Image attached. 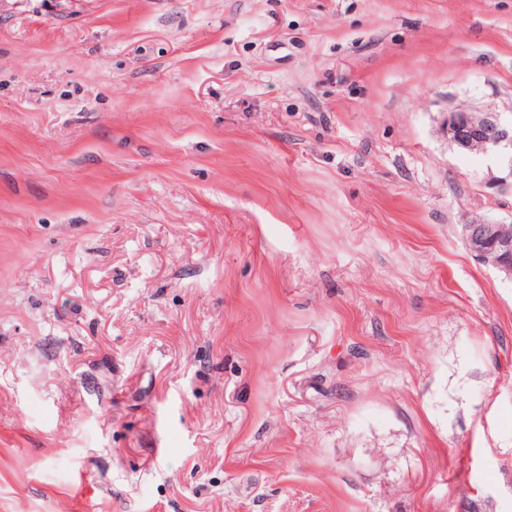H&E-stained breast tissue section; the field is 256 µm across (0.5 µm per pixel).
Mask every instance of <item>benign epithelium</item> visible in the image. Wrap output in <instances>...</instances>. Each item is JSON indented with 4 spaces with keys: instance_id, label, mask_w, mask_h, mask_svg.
<instances>
[{
    "instance_id": "7a95c632",
    "label": "benign epithelium",
    "mask_w": 512,
    "mask_h": 512,
    "mask_svg": "<svg viewBox=\"0 0 512 512\" xmlns=\"http://www.w3.org/2000/svg\"><path fill=\"white\" fill-rule=\"evenodd\" d=\"M448 135L464 149L479 148L484 153L512 152V124L495 114L448 118ZM469 249L475 258L507 276H512V233L503 224H472L468 227Z\"/></svg>"
}]
</instances>
